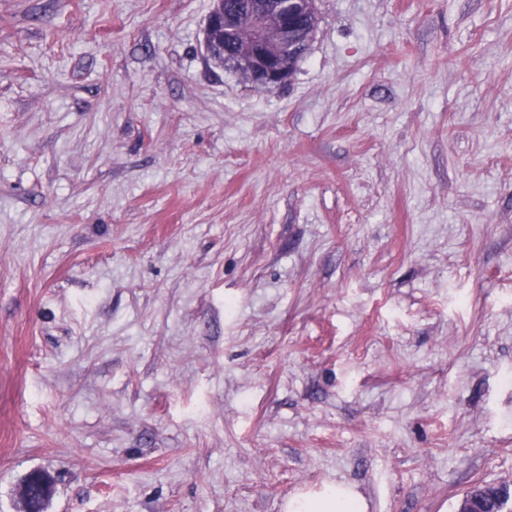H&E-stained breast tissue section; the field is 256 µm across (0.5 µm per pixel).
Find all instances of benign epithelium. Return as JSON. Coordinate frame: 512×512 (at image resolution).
Wrapping results in <instances>:
<instances>
[{"label": "benign epithelium", "instance_id": "1", "mask_svg": "<svg viewBox=\"0 0 512 512\" xmlns=\"http://www.w3.org/2000/svg\"><path fill=\"white\" fill-rule=\"evenodd\" d=\"M227 0H213L205 30V50L220 65H229L268 87L290 81L317 25L316 0H245L235 10ZM56 480L30 471L17 488V512H47Z\"/></svg>", "mask_w": 512, "mask_h": 512}]
</instances>
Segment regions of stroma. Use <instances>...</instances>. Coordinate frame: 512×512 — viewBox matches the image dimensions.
<instances>
[{
    "label": "stroma",
    "instance_id": "1",
    "mask_svg": "<svg viewBox=\"0 0 512 512\" xmlns=\"http://www.w3.org/2000/svg\"><path fill=\"white\" fill-rule=\"evenodd\" d=\"M0 0V512H457L512 483V0ZM227 1L213 0L207 17L208 56L265 87L286 84L304 53L302 38L309 42L315 32L317 1L244 0L235 11L227 9ZM32 481H38L42 487V498L35 505L31 500L29 487ZM56 480L50 473L35 469L30 471L17 488L19 510L17 512H47L49 503L54 495ZM363 499L349 486L332 483L317 494H298L285 504L287 512H365Z\"/></svg>",
    "mask_w": 512,
    "mask_h": 512
}]
</instances>
